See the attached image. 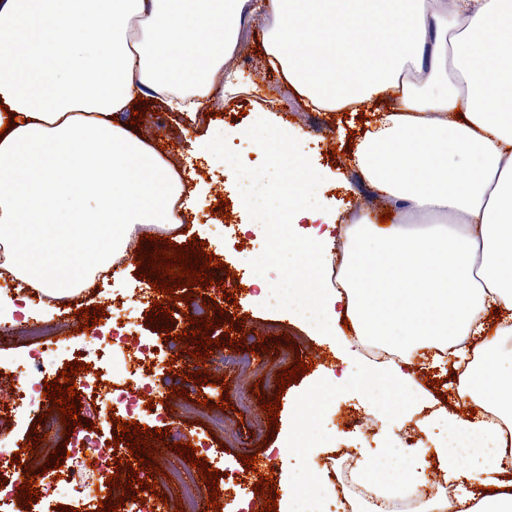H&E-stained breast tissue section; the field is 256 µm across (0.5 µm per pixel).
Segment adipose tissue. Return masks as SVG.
<instances>
[{
	"label": "adipose tissue",
	"mask_w": 512,
	"mask_h": 512,
	"mask_svg": "<svg viewBox=\"0 0 512 512\" xmlns=\"http://www.w3.org/2000/svg\"><path fill=\"white\" fill-rule=\"evenodd\" d=\"M253 22L267 63L306 105L378 109L354 157L400 222L341 227L333 278L324 236L286 238L278 258L316 335L344 340L347 320L399 352L337 387L381 388L387 415L403 423L429 400L412 353L467 357L458 395L481 415L443 409L421 428L443 422L437 465L483 490L429 500L425 512H512L502 443L483 416L494 410L512 428V0H0V271L69 298L134 240L188 223L177 164L119 115L144 97L198 115L215 95L245 93L234 59ZM256 109L266 120L238 134L274 156L270 221L334 225L305 195L318 173L302 145L273 102ZM363 469L392 495L417 492L396 456Z\"/></svg>",
	"instance_id": "obj_1"
}]
</instances>
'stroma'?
Listing matches in <instances>:
<instances>
[{
	"mask_svg": "<svg viewBox=\"0 0 512 512\" xmlns=\"http://www.w3.org/2000/svg\"><path fill=\"white\" fill-rule=\"evenodd\" d=\"M263 42L261 26L248 27L235 59V65L243 76L248 77L255 71H263L262 82L252 88L249 95L238 100L212 104L204 122L194 121L189 115L158 111L156 103L153 102L139 104L137 112L127 111L121 115L122 121L130 124L133 132L143 140L153 146L167 148L170 157L183 166L185 176L191 177L193 183L204 185L205 192L196 203V221L183 226L177 243L185 247L188 246L190 238H197L205 243L209 253L222 256L227 269L217 272L216 284L205 288L194 287L193 292L203 299L211 298L215 303L226 306V318H243L245 333L262 342L261 347L255 350L251 372L241 377L220 361L221 355L230 350L226 344L213 351L207 359L187 360V373L207 370L213 376H225L227 387L221 388L209 382L202 386L193 381L175 383L164 357L161 356L154 359L150 382L154 398L168 401L171 406L163 419L162 430L165 435L177 432L186 435L189 442H198L200 426L194 423L192 416L180 412L182 399L215 404L224 396L231 402L230 408L222 412L225 428L236 433L239 441L246 443L247 449L244 452L248 455L257 454L267 459L272 470V479L280 481L290 472L306 471L327 482L331 476L322 466L323 457L331 455L339 448H353L362 455H374L383 448L396 452L406 438V431L395 425L386 413L372 407L359 391L349 388L341 392L325 411L315 416L314 424L323 442L322 447L305 453L280 451L281 440L297 431L302 411L306 403L312 401L316 388L330 375L339 376L343 372L354 370L356 358L367 357L368 352L356 342L353 343L351 352L346 353L332 348L320 337L308 335L289 318L287 312H273L262 308L254 298L253 289L245 288L241 293H234L237 278L246 277L250 273L248 258L253 248L261 246L267 236L262 227L252 226L251 214L242 212L233 205L230 209L228 231L216 229L209 217L211 205L223 199L233 201L238 195V189L228 185L219 159L195 157L191 155L190 148L206 126L219 123L236 128L247 126V114L253 109V100H277L283 105L281 116L290 125L293 136L305 142L317 154L318 163L327 174L326 180L316 188L318 194L328 198L344 214L366 211L370 221L374 223L378 222L383 212L394 211L395 205L384 196L378 197L373 204L366 200L370 189L367 184L359 181L354 157L348 151L351 135L361 134L365 127L358 113L308 110L289 91L279 73L265 72L264 58L258 53ZM244 224L250 225V232H241L240 227ZM109 283L107 291L87 294L84 307L97 304L106 306L114 298L130 304L146 300L154 293L146 277L131 275L123 267L112 269ZM231 298L236 301L232 308L226 305ZM284 333L290 335L301 358L312 362L313 369L301 375L299 381L291 383L284 393H277L276 389L267 386L263 393L272 397L280 396V411L277 431L273 437L268 438L266 444L261 445L254 440L255 432L266 427L270 418L260 408L258 395L261 392L257 391L255 384L261 380L268 382L275 374L282 372V359L271 358L269 351L276 348L279 335ZM177 389L184 391V398L174 397L173 392Z\"/></svg>",
	"mask_w": 512,
	"mask_h": 512,
	"instance_id": "stroma-1",
	"label": "stroma"
}]
</instances>
